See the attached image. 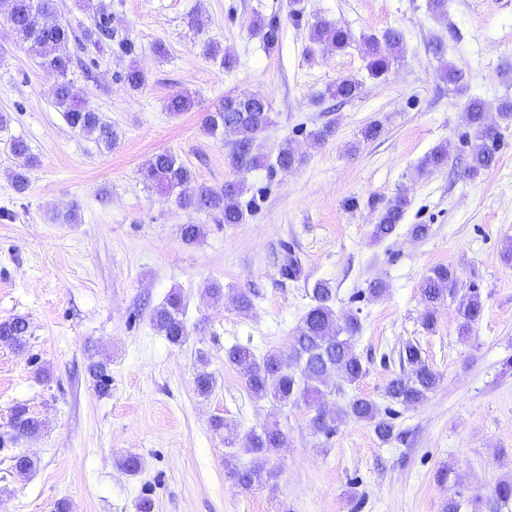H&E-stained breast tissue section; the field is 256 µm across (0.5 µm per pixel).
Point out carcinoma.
<instances>
[{
	"mask_svg": "<svg viewBox=\"0 0 512 512\" xmlns=\"http://www.w3.org/2000/svg\"><path fill=\"white\" fill-rule=\"evenodd\" d=\"M9 13L5 16L8 28L17 39L30 44L38 58V67L54 80V100L68 126L75 132L92 137L109 148L116 140L112 127L103 121L99 112L74 92L71 75L80 69L86 78L93 77L99 67V58L91 51L120 53L130 56L135 53V45L127 35L114 25L112 4L106 0H74L75 6L83 11L87 22L73 26L70 22L47 18L54 12V0H7ZM251 31L259 36L267 50L276 48L281 38V22L276 16L269 19L258 18L251 22ZM310 51L315 49L343 50L350 45L351 36L336 23L317 20L310 28ZM404 52V38L401 32L388 29L382 35L371 34L365 41L367 70L374 78L383 76L389 69L391 60ZM203 55L220 60V65L230 69L235 59L224 52L216 43L208 44ZM130 90L142 89L146 73L132 61L118 74ZM359 83L351 79H341L328 86L326 94L331 99L346 100L355 97ZM194 106L193 99L186 93L171 95L166 109L178 114L187 112ZM488 106L480 97L469 99L463 112L469 126L474 129L475 143L472 146L469 162L463 175L476 179L498 163V150L501 133L499 128L486 123ZM272 123L269 103L260 94L248 97L227 95L224 100L209 112L203 123L204 132L214 139L228 140L234 145V160L237 167L251 170L264 163V157L254 153L253 145ZM9 150L15 159V169L11 178L17 193L25 192L29 186V172L34 166V155L28 143L14 137L9 141ZM302 158L294 147L286 143L277 153L275 165L283 172L299 165ZM448 167V147L440 144L422 159L419 170L434 172ZM142 177L161 194L175 197L178 207L197 214L212 217L218 224H241L244 211L238 198L244 191L243 181H227L221 187L204 186L197 182L192 171L170 152H158L150 157L141 169ZM408 201L403 196L389 200L380 211L373 225L371 238L381 242L396 233L403 220ZM205 235L202 224H184L181 239L193 244ZM282 273L297 279L302 273L300 260L286 248L282 255ZM425 313L421 323L425 330L436 327L438 307L457 291V276L453 268L437 265L429 270L418 286ZM312 304L301 320L293 336L290 351H270L262 357L250 349L234 346L227 350L226 360L243 375L247 390L256 399H270L283 405L304 403L314 410L310 426L315 432L326 437L336 432L337 423L351 418L368 424L376 437L383 443L394 438L393 416L390 407L380 409L371 399L355 396L336 410L326 406L321 385L328 375L336 373L344 382L353 384L366 373L362 358L354 346L361 331L357 315L350 313L338 319L333 308L336 292L326 281H318L311 289ZM483 313L480 294L473 290L463 297L458 307L459 333L470 334L472 326ZM151 323L156 332L176 345L185 342L189 331L183 320L181 295L172 293L166 303L155 309ZM29 321L22 315L0 321V341L22 350L27 345ZM402 373L393 377L385 387V397L392 403L415 404L433 392L441 381L436 372L422 357L420 347L412 342L399 350ZM195 385L197 392L209 394L214 387L212 374L206 370L207 360L199 357ZM91 373L98 391L105 392L110 385L107 365L101 361L91 365ZM213 427L224 431V444H236L245 452L259 456H271L285 446L287 436L276 423H267L252 429L244 435L224 419L214 420ZM12 438H32L44 430V422L33 414L27 405L17 404L10 415ZM224 470L227 477L238 488L248 491L275 483L278 472L259 466L245 467L237 463L236 456L224 457ZM487 502L499 508L512 503V480L498 481L488 492Z\"/></svg>",
	"mask_w": 512,
	"mask_h": 512,
	"instance_id": "1",
	"label": "carcinoma"
}]
</instances>
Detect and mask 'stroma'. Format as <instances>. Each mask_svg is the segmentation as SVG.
Wrapping results in <instances>:
<instances>
[{"instance_id":"obj_1","label":"stroma","mask_w":512,"mask_h":512,"mask_svg":"<svg viewBox=\"0 0 512 512\" xmlns=\"http://www.w3.org/2000/svg\"><path fill=\"white\" fill-rule=\"evenodd\" d=\"M429 0H304L300 20L288 0H112L116 24L137 46L147 75L137 91L117 80L131 59L103 55L98 83L75 76L77 93L117 134L112 148L74 132L53 103V81L27 45L0 24V321L27 317L24 351L0 344V512H52L69 500L72 512H136L147 498L153 512H443L459 492L461 512L472 496L512 479V262L501 252L512 240V123L496 108L512 97V0H448L445 15ZM257 15L279 16L281 39L265 50L249 32ZM318 19L352 36L343 51L308 53ZM402 32L403 58L381 78L366 69L363 39ZM442 41L444 60L461 70L451 84L439 76L431 50ZM215 42L234 56L233 69L203 54ZM349 78L357 97L339 104L324 97L329 84ZM191 94L189 112L167 111L168 97ZM262 94L272 123L255 148L276 156L292 143L303 157L290 172L243 171L234 148L207 136L203 122L224 95ZM488 104L501 133L499 162L469 180L472 131L463 106ZM380 135L363 139L371 122ZM329 125L322 144L311 131ZM24 138L36 158L25 193L9 171V137ZM447 169L418 175L439 144ZM170 150L211 187L244 181L245 220L218 224L178 208L144 182L143 164ZM405 194L410 204L395 235L376 243L371 230L386 203ZM76 211L69 224L62 216ZM207 232L185 245L179 228ZM414 224L430 227L417 239ZM300 259L299 279L283 275L284 248ZM457 272V292L477 289L483 313L468 337L458 334V302L438 311L434 331L421 325L418 284L434 266ZM387 292L371 299L368 281ZM324 280L336 291L337 315L357 314L355 341L366 367L352 385L329 376L326 404L355 396L384 403L386 383L400 371L405 343L420 346L439 372V388L416 404L397 406V439L382 443L366 424L342 421L324 437L309 426L311 412L252 398L239 371L225 359L241 345L256 356L287 350L309 309L311 288ZM224 287L222 302L205 293ZM180 292L190 332L180 346L151 325L171 292ZM250 293L248 313L235 308ZM216 384L199 395V356ZM108 360V393H98L92 362ZM24 404L45 423L35 439H9L11 410ZM221 417L239 433L278 423L287 444L267 460L244 454L240 464L277 469L276 485L242 490L224 472V436L211 427ZM138 454L131 476L118 461ZM37 460L22 475L13 458ZM449 467L454 488L435 476Z\"/></svg>"}]
</instances>
